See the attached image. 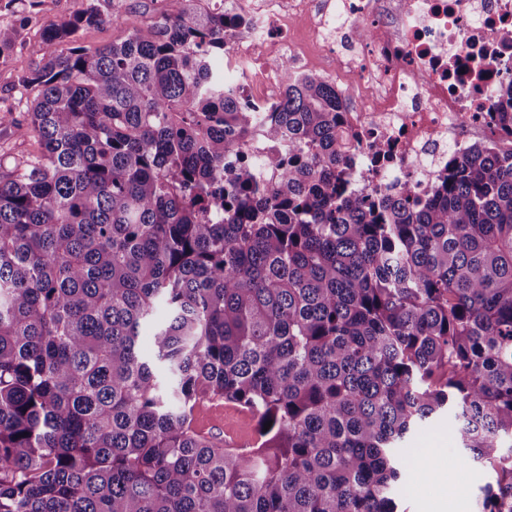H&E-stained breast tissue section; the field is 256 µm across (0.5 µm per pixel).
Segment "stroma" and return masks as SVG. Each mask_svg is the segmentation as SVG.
Masks as SVG:
<instances>
[{
  "mask_svg": "<svg viewBox=\"0 0 512 512\" xmlns=\"http://www.w3.org/2000/svg\"><path fill=\"white\" fill-rule=\"evenodd\" d=\"M85 5L86 0H0V28L13 34V59L0 62V110L10 117L9 122L0 125V171L20 167L40 153L28 128L27 113L38 90L19 87L18 64L35 67L49 53L68 51L65 43L45 44L41 30L67 21ZM96 5L102 23L82 28L77 37L78 45L89 49L122 41L142 29L158 12L162 0H96ZM451 422L448 415L434 419L409 439L412 454L399 484L401 512H431L434 503L443 497L448 500L449 512H478L476 495L491 482L492 473L485 464L449 465V458L460 453ZM193 426L208 437L224 427L250 441L256 439L258 429L252 415L219 399L195 407Z\"/></svg>",
  "mask_w": 512,
  "mask_h": 512,
  "instance_id": "obj_1",
  "label": "stroma"
}]
</instances>
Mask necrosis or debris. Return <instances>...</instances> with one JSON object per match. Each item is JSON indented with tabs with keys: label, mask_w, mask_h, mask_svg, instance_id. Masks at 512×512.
Instances as JSON below:
<instances>
[{
	"label": "necrosis or debris",
	"mask_w": 512,
	"mask_h": 512,
	"mask_svg": "<svg viewBox=\"0 0 512 512\" xmlns=\"http://www.w3.org/2000/svg\"><path fill=\"white\" fill-rule=\"evenodd\" d=\"M299 4L317 49H331L336 15L367 31L365 41L334 56L336 77L356 104L344 128L359 145L352 158L359 186L382 180L395 189L411 180L424 195L440 165L462 158L473 142L512 149L492 120L499 109L496 77L512 67V0H328L319 10L308 0ZM226 48L228 59L251 68L247 98L276 100L277 61L253 68L263 45L252 31ZM382 140L392 157L378 161L372 148Z\"/></svg>",
	"instance_id": "necrosis-or-debris-1"
}]
</instances>
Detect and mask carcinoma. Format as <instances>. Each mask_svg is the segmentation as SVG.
I'll return each mask as SVG.
<instances>
[{
  "instance_id": "obj_1",
  "label": "carcinoma",
  "mask_w": 512,
  "mask_h": 512,
  "mask_svg": "<svg viewBox=\"0 0 512 512\" xmlns=\"http://www.w3.org/2000/svg\"><path fill=\"white\" fill-rule=\"evenodd\" d=\"M192 2L20 65L41 153L0 172V512H397L444 412L448 464L493 461L481 512H512V151L358 189L350 95L285 59L275 104L243 97L224 33L251 18ZM498 92L512 136V68ZM215 398L257 418L250 454L193 428Z\"/></svg>"
}]
</instances>
